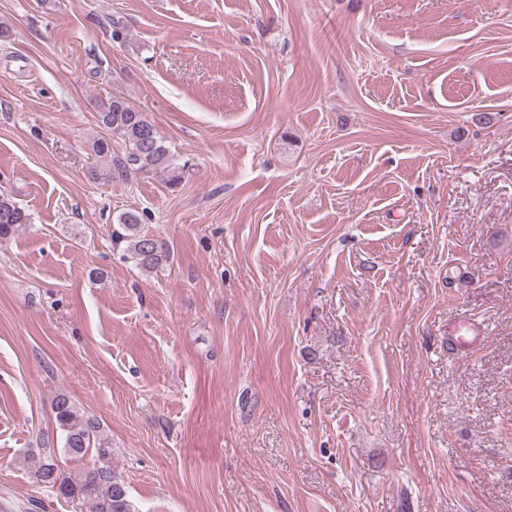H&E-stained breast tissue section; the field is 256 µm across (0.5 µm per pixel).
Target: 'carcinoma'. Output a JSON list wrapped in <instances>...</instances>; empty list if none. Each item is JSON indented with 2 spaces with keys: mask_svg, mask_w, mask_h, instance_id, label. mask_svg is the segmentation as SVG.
Wrapping results in <instances>:
<instances>
[{
  "mask_svg": "<svg viewBox=\"0 0 512 512\" xmlns=\"http://www.w3.org/2000/svg\"><path fill=\"white\" fill-rule=\"evenodd\" d=\"M98 121L110 136L93 141L92 151L100 157L111 155L112 141L125 146V158L120 161L121 174L130 171H159L172 185L182 181L184 167L178 165L165 145L148 113L130 105L120 95L100 99ZM31 223V215L8 194L0 193V239L13 236L23 225ZM119 229L112 232V241L122 245L135 266L153 271L170 260L166 241L149 234L142 227L141 217L126 211L118 218ZM53 412L58 428L64 434L63 452L72 459H82L89 452L105 461L112 454L109 442L100 435L99 424L81 415L63 394L55 397ZM36 481L52 490L56 496L78 500L88 506V512H134L124 482L107 466L87 472L74 481L60 468L55 452L40 458L34 470Z\"/></svg>",
  "mask_w": 512,
  "mask_h": 512,
  "instance_id": "cac0c4a2",
  "label": "carcinoma"
}]
</instances>
